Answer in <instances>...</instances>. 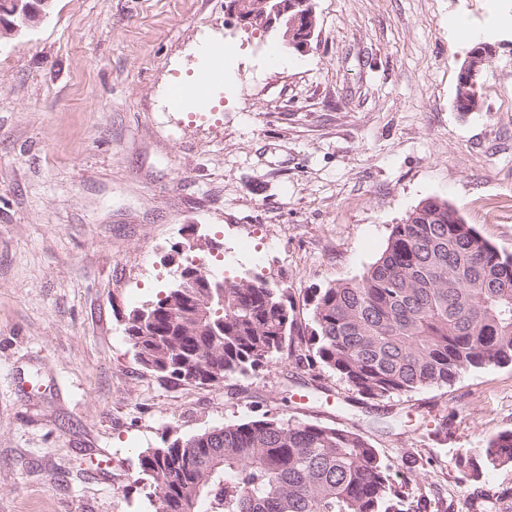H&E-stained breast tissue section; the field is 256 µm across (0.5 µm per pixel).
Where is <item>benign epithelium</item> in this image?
Here are the masks:
<instances>
[{"mask_svg": "<svg viewBox=\"0 0 512 512\" xmlns=\"http://www.w3.org/2000/svg\"><path fill=\"white\" fill-rule=\"evenodd\" d=\"M51 0H0V36L3 34H17L25 29L37 26L47 16L46 9ZM314 0H280L269 5L265 0L264 9L253 5L247 0H229L228 14L235 17L243 26L249 22H258L263 28L270 31L278 29L283 32L287 44L304 52L314 33L315 11ZM271 6L265 10V6ZM494 52V46L482 44L470 53L467 61L461 68L462 83H467L480 73V65ZM185 242L179 244L174 254L169 257L171 265L175 266L172 286L183 288L191 284L195 288H222L224 280L210 272L199 270L201 264L186 266L181 261L183 254L189 250H203L211 253L221 248V243L196 234L191 229L184 234Z\"/></svg>", "mask_w": 512, "mask_h": 512, "instance_id": "obj_1", "label": "benign epithelium"}]
</instances>
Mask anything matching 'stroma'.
I'll list each match as a JSON object with an SVG mask.
<instances>
[{
  "instance_id": "stroma-1",
  "label": "stroma",
  "mask_w": 512,
  "mask_h": 512,
  "mask_svg": "<svg viewBox=\"0 0 512 512\" xmlns=\"http://www.w3.org/2000/svg\"><path fill=\"white\" fill-rule=\"evenodd\" d=\"M226 5L54 0L0 38V512H154L141 452L265 411L360 429L427 512H512V465L456 467L512 431L511 365L376 400L291 358L214 387L137 361L125 320L192 225L223 245L210 265L287 288L303 319L428 198L512 254V0H315L304 52ZM460 18L498 47L474 112L453 108ZM224 45L210 108H174Z\"/></svg>"
}]
</instances>
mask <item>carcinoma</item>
Returning a JSON list of instances; mask_svg holds the SVG:
<instances>
[{"label": "carcinoma", "mask_w": 512, "mask_h": 512, "mask_svg": "<svg viewBox=\"0 0 512 512\" xmlns=\"http://www.w3.org/2000/svg\"><path fill=\"white\" fill-rule=\"evenodd\" d=\"M307 305L302 322L288 289L258 274L224 278L222 300L168 288L128 339L146 371L176 385L216 386L286 356L376 400L512 365V255L446 201L419 203L359 276L312 289ZM456 464L475 480L512 464V431ZM138 470L155 512H409L363 433L276 413L164 437Z\"/></svg>", "instance_id": "cac0c4a2"}]
</instances>
